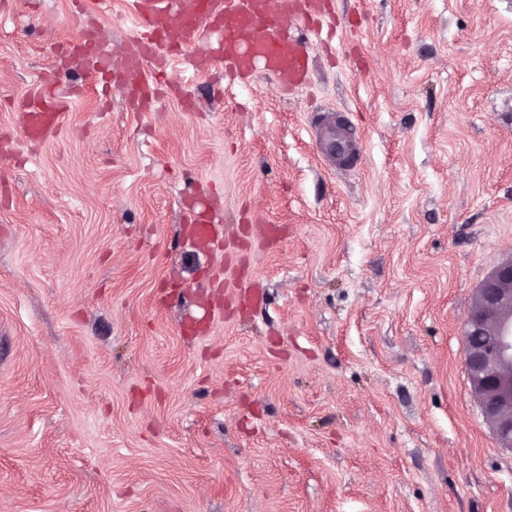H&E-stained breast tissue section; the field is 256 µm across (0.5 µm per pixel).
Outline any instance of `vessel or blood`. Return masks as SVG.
I'll return each mask as SVG.
<instances>
[{"label": "vessel or blood", "instance_id": "vessel-or-blood-1", "mask_svg": "<svg viewBox=\"0 0 512 512\" xmlns=\"http://www.w3.org/2000/svg\"><path fill=\"white\" fill-rule=\"evenodd\" d=\"M321 11V0H130L136 35L127 51L122 91L133 111L148 110L153 96L142 77L145 65L163 70L175 59L195 72L220 62L226 72L240 78L263 70L284 91H293L305 81L307 60L297 41L281 29L279 18L288 16L302 26ZM74 49L84 53L88 71L103 74L109 48L97 33L82 32ZM68 98L62 88L39 97L25 115L26 138L49 139ZM317 135L323 156L336 167H344L353 153L346 126L327 115ZM187 233L197 243L214 248V231L206 212L189 209Z\"/></svg>", "mask_w": 512, "mask_h": 512}]
</instances>
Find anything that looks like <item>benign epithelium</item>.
I'll list each match as a JSON object with an SVG mask.
<instances>
[{
	"label": "benign epithelium",
	"instance_id": "obj_1",
	"mask_svg": "<svg viewBox=\"0 0 512 512\" xmlns=\"http://www.w3.org/2000/svg\"><path fill=\"white\" fill-rule=\"evenodd\" d=\"M470 390L500 444L512 447V260L477 289L464 325Z\"/></svg>",
	"mask_w": 512,
	"mask_h": 512
}]
</instances>
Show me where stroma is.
Wrapping results in <instances>:
<instances>
[{
    "label": "stroma",
    "instance_id": "1",
    "mask_svg": "<svg viewBox=\"0 0 512 512\" xmlns=\"http://www.w3.org/2000/svg\"><path fill=\"white\" fill-rule=\"evenodd\" d=\"M334 4L331 37L281 22L293 94L175 61L141 114L67 50L99 29L120 70L128 0H0V512H512L463 364L512 259V0ZM198 198L226 255L186 239ZM228 262L255 300L217 288ZM69 93L62 88L41 96L38 102L25 114V137L45 141L56 131L60 122L61 109L66 104ZM323 156L336 167H344L353 153V144L346 126L334 115L324 116L317 132Z\"/></svg>",
    "mask_w": 512,
    "mask_h": 512
}]
</instances>
